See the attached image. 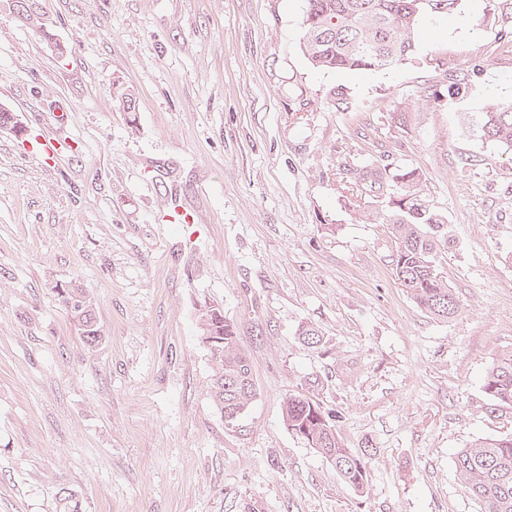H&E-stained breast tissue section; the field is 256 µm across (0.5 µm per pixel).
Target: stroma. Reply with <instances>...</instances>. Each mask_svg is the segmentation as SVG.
Listing matches in <instances>:
<instances>
[{
    "instance_id": "35a3bbf8",
    "label": "stroma",
    "mask_w": 512,
    "mask_h": 512,
    "mask_svg": "<svg viewBox=\"0 0 512 512\" xmlns=\"http://www.w3.org/2000/svg\"><path fill=\"white\" fill-rule=\"evenodd\" d=\"M41 4L43 33L0 0V106L26 130L0 129V512H67L65 488L83 512H479L454 460L507 430L482 382L512 348V150L480 126L512 103V0H466L402 66L342 72L303 55L304 0ZM367 158L415 169L451 228L455 316L395 280L382 197L343 192ZM71 280L98 345L54 290ZM212 301L253 365L230 427L198 328ZM297 391L376 448L364 489L288 430ZM54 288L70 319L80 327L85 342L89 345L98 343L103 336V330L98 324L95 304L89 290L76 281L60 286L56 284ZM68 299L72 300L71 308L66 305Z\"/></svg>"
}]
</instances>
